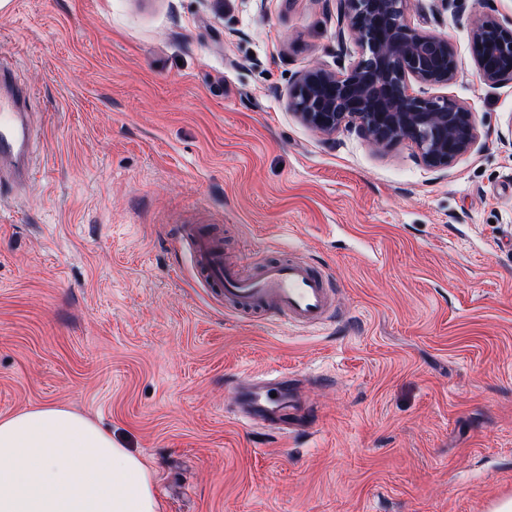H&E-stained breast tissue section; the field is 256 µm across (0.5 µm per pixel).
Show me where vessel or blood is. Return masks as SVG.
Here are the masks:
<instances>
[{"label": "vessel or blood", "instance_id": "b4317fda", "mask_svg": "<svg viewBox=\"0 0 512 512\" xmlns=\"http://www.w3.org/2000/svg\"><path fill=\"white\" fill-rule=\"evenodd\" d=\"M32 93L17 83L11 68L0 63V176L21 184L29 176V145L32 129L27 114ZM184 236L192 240L194 269L209 286L220 289L224 300L237 311L262 309L271 316L293 325L315 326L323 323L334 306V296L322 276L305 261L289 259L284 263H266L257 274L243 276L238 267L224 258L220 241L194 235L184 227ZM239 399V418L258 422L278 433L287 432L280 422L277 397L288 389L287 374L263 384L232 382Z\"/></svg>", "mask_w": 512, "mask_h": 512}]
</instances>
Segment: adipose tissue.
<instances>
[{
    "label": "adipose tissue",
    "mask_w": 512,
    "mask_h": 512,
    "mask_svg": "<svg viewBox=\"0 0 512 512\" xmlns=\"http://www.w3.org/2000/svg\"><path fill=\"white\" fill-rule=\"evenodd\" d=\"M0 512H160L147 464L48 402L0 417Z\"/></svg>",
    "instance_id": "ef3b65f1"
}]
</instances>
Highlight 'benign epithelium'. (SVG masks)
Masks as SVG:
<instances>
[{
  "mask_svg": "<svg viewBox=\"0 0 512 512\" xmlns=\"http://www.w3.org/2000/svg\"><path fill=\"white\" fill-rule=\"evenodd\" d=\"M411 6V0H340L337 39L348 63L301 72L288 90V109L322 134L353 128L377 149L407 140L424 167L441 171L470 154L480 133L461 101L412 89L453 83L460 67L448 39L411 23ZM349 40L356 50L348 49ZM470 53L485 85L512 78V25L492 16L478 22Z\"/></svg>",
  "mask_w": 512,
  "mask_h": 512,
  "instance_id": "benign-epithelium-1",
  "label": "benign epithelium"
}]
</instances>
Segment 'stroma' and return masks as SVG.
Instances as JSON below:
<instances>
[{"mask_svg": "<svg viewBox=\"0 0 512 512\" xmlns=\"http://www.w3.org/2000/svg\"><path fill=\"white\" fill-rule=\"evenodd\" d=\"M338 0H11L0 56L34 92V177L0 183V417L83 413L154 473L162 512H492L512 498V80L471 60L512 0H412L460 76L478 147L325 135L287 105L337 67ZM250 267L327 277L303 329L236 313L183 225ZM281 370L289 436L236 422L227 379Z\"/></svg>", "mask_w": 512, "mask_h": 512, "instance_id": "35a3bbf8", "label": "stroma"}]
</instances>
